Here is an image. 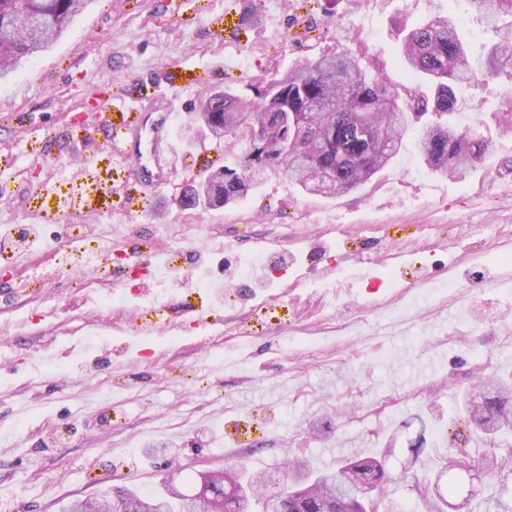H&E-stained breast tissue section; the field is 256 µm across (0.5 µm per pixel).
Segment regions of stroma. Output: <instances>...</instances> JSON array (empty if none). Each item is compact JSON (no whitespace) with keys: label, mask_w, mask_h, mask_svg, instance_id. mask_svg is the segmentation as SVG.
<instances>
[{"label":"stroma","mask_w":512,"mask_h":512,"mask_svg":"<svg viewBox=\"0 0 512 512\" xmlns=\"http://www.w3.org/2000/svg\"><path fill=\"white\" fill-rule=\"evenodd\" d=\"M448 18L473 56L497 41L464 0H89L52 50L0 80V231L33 224L36 248L0 255V512H60L116 487L238 465L284 477L388 454L379 512H438L421 498L448 458L505 468L476 502L512 506V436L476 435L462 411L473 380L512 377V136L451 178L422 163L416 133L371 182L336 196L267 170L236 204L175 199L245 144L199 133L203 98L236 93L306 59L348 51L376 60L391 87L419 75L400 62L395 18ZM175 96L181 161L150 190L130 147L140 106ZM463 122L494 125L512 79L460 87ZM112 243L106 280L57 269L72 227ZM203 253L189 276L164 250ZM271 245L285 267L264 280L237 262ZM376 259L367 273L353 254ZM50 278L32 279V267ZM221 284L200 325L207 286ZM166 307L173 332L141 335L131 316Z\"/></svg>","instance_id":"stroma-1"}]
</instances>
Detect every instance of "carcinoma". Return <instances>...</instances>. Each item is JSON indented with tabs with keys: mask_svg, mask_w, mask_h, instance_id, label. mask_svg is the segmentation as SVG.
<instances>
[{
	"mask_svg": "<svg viewBox=\"0 0 512 512\" xmlns=\"http://www.w3.org/2000/svg\"><path fill=\"white\" fill-rule=\"evenodd\" d=\"M88 0H0V78L12 76L23 62L50 50ZM492 8L503 21L501 40L483 62L475 61L453 22L434 17L415 27L396 19L402 37L401 63L421 74L423 82L403 91L390 88L380 68L348 53L307 60L297 70L274 76L250 94L215 92L203 100L201 112L218 138L232 136L248 149L236 168L220 167L206 183L224 194V204L259 185L270 167L286 172L288 181L307 188L320 179L328 195L358 189L399 155L412 126H418L421 159L430 169L462 177L478 164L491 143L479 128L459 124L454 89L480 76L505 74L512 80V0H468ZM25 14L39 20L36 31L18 28ZM470 422L487 434L512 430V386L497 394L471 397ZM240 498L224 501V512H236L247 500L253 512H267L271 500L261 474L243 467L225 470ZM292 487L282 499V512H368L360 489L383 484L384 464L373 457L337 468L311 471L289 462ZM157 506L161 512H190V506L163 478L159 489H133L112 494L120 512Z\"/></svg>",
	"mask_w": 512,
	"mask_h": 512,
	"instance_id": "carcinoma-1",
	"label": "carcinoma"
}]
</instances>
